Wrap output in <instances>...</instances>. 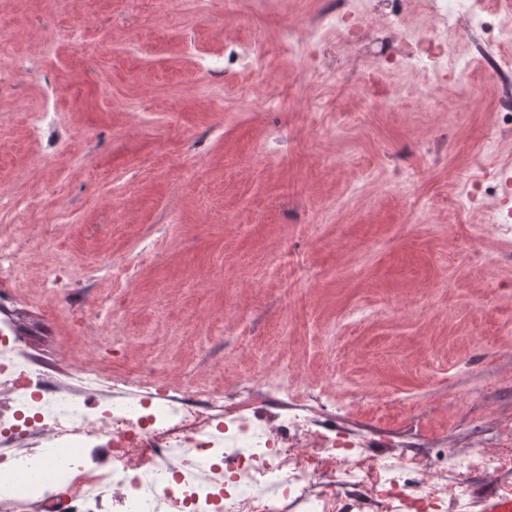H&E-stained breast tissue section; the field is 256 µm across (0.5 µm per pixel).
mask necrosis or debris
<instances>
[{
	"instance_id": "1",
	"label": "necrosis or debris",
	"mask_w": 512,
	"mask_h": 512,
	"mask_svg": "<svg viewBox=\"0 0 512 512\" xmlns=\"http://www.w3.org/2000/svg\"><path fill=\"white\" fill-rule=\"evenodd\" d=\"M427 5L436 23L480 31L500 49L490 71L512 68V0ZM373 9L371 0H336L306 27L287 28L282 45L306 51L353 33L385 48L371 29ZM476 169L473 192L512 196V165L480 159ZM22 265L17 238H0V512H447L468 504L474 472L498 476V492L512 497V424L495 448L388 458L306 415L301 388L280 408L282 390L265 372L248 375L252 395L231 402L194 381L159 382L150 363L114 380L75 361L69 379L52 377L12 316ZM71 278L66 259L45 271L46 324L66 319L77 340L94 327L111 343L117 317L76 300Z\"/></svg>"
}]
</instances>
